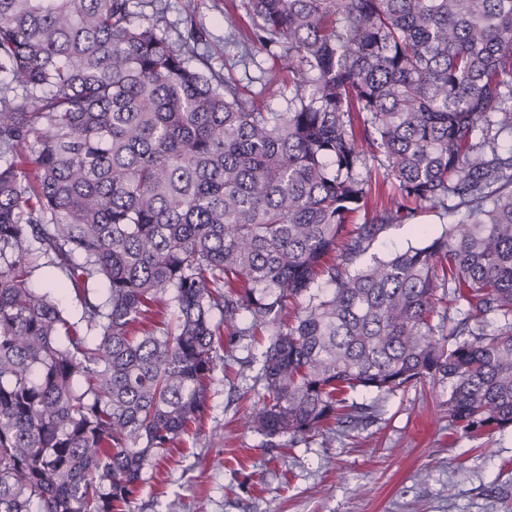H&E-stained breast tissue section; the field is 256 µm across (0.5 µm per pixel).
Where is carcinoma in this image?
I'll return each instance as SVG.
<instances>
[{"label":"carcinoma","mask_w":512,"mask_h":512,"mask_svg":"<svg viewBox=\"0 0 512 512\" xmlns=\"http://www.w3.org/2000/svg\"><path fill=\"white\" fill-rule=\"evenodd\" d=\"M244 7L248 41L288 60L286 112L130 0H0L25 99L0 97V512H132L202 421L226 333L270 336L248 416L270 441L356 428L377 405L349 393L426 378L463 432L512 426V0ZM411 203L464 217L360 264ZM45 267L77 320L29 287ZM159 305L174 319L136 332Z\"/></svg>","instance_id":"cac0c4a2"}]
</instances>
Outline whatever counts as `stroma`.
Listing matches in <instances>:
<instances>
[{
	"mask_svg": "<svg viewBox=\"0 0 512 512\" xmlns=\"http://www.w3.org/2000/svg\"><path fill=\"white\" fill-rule=\"evenodd\" d=\"M230 0H132L136 16L163 12L168 36L194 25L208 68L236 80L267 112H284L275 84L284 59L242 47ZM456 214L420 208L384 229L370 253L387 258L419 246L455 222ZM264 334L225 336L224 363L210 384L198 434L160 452L133 512H512V428L471 436L448 418V388L424 379L378 400L375 420L355 431L294 446L269 447L247 423L262 398L257 380Z\"/></svg>",
	"mask_w": 512,
	"mask_h": 512,
	"instance_id": "obj_1",
	"label": "stroma"
}]
</instances>
